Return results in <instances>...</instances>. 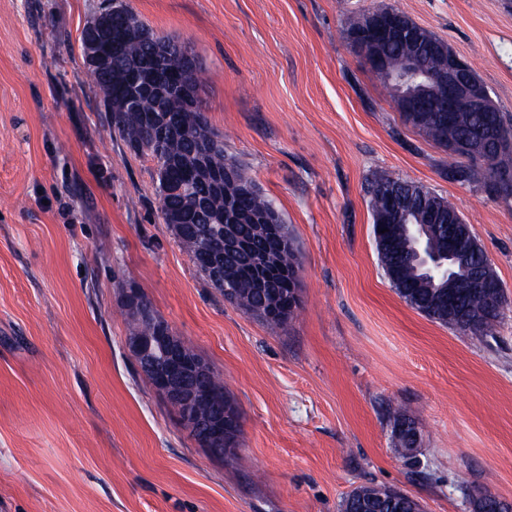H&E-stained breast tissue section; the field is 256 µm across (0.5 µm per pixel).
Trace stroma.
<instances>
[{
  "label": "stroma",
  "instance_id": "stroma-1",
  "mask_svg": "<svg viewBox=\"0 0 512 512\" xmlns=\"http://www.w3.org/2000/svg\"><path fill=\"white\" fill-rule=\"evenodd\" d=\"M108 0H0V512H341L361 486L426 512L512 501V199L449 179L346 34L397 9L476 72L512 119V0H128L201 68L224 149L272 199L301 264L272 329L224 300L160 216L154 164L112 131L81 33ZM378 175L450 201L508 304L480 340L391 286ZM193 343L241 417L218 460L126 345L122 289ZM421 434L412 460L394 427Z\"/></svg>",
  "mask_w": 512,
  "mask_h": 512
}]
</instances>
